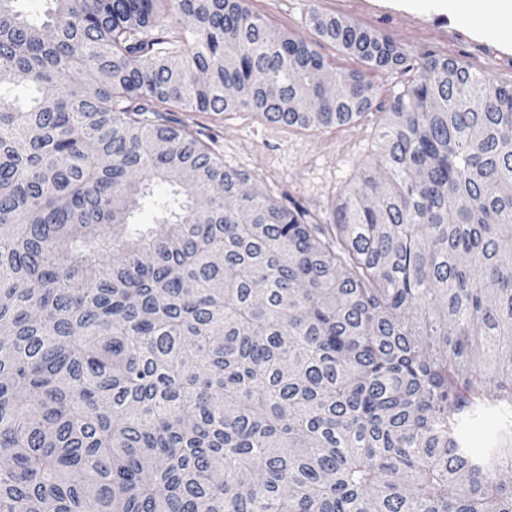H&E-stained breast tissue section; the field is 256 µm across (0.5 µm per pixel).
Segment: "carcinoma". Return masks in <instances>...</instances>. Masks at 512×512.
<instances>
[{
  "label": "carcinoma",
  "instance_id": "1",
  "mask_svg": "<svg viewBox=\"0 0 512 512\" xmlns=\"http://www.w3.org/2000/svg\"><path fill=\"white\" fill-rule=\"evenodd\" d=\"M21 2L0 0V512H512V85L310 11L411 74L376 165L314 219L164 113L343 125L372 109L363 73L244 0ZM484 413L479 456L461 427Z\"/></svg>",
  "mask_w": 512,
  "mask_h": 512
}]
</instances>
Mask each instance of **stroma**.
<instances>
[{
    "label": "stroma",
    "mask_w": 512,
    "mask_h": 512,
    "mask_svg": "<svg viewBox=\"0 0 512 512\" xmlns=\"http://www.w3.org/2000/svg\"><path fill=\"white\" fill-rule=\"evenodd\" d=\"M274 29L303 38L332 67L362 71L377 90L376 111L344 126L288 128L267 123L252 112L169 113L174 126L187 127L210 144L227 166L250 174L285 204L300 203L325 217L363 166L376 163L379 109L405 80L397 71L371 69L358 57L321 38L309 25L316 8L390 38L414 55L446 56L470 70L512 83V48H503L498 20H484L476 0H462L455 14L439 11L428 0H246Z\"/></svg>",
    "instance_id": "35a3bbf8"
}]
</instances>
